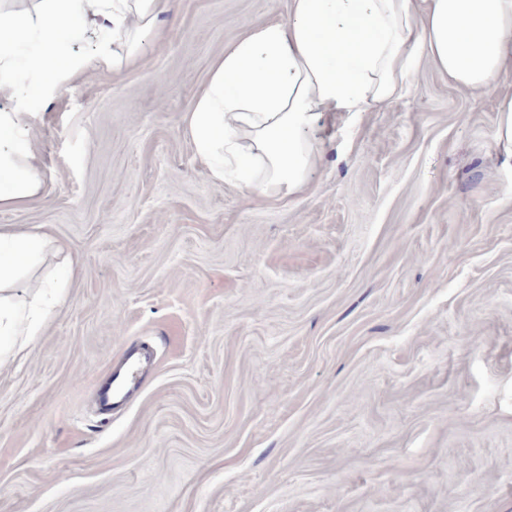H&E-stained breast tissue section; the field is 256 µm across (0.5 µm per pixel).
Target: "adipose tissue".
<instances>
[{"instance_id": "ef3b65f1", "label": "adipose tissue", "mask_w": 512, "mask_h": 512, "mask_svg": "<svg viewBox=\"0 0 512 512\" xmlns=\"http://www.w3.org/2000/svg\"><path fill=\"white\" fill-rule=\"evenodd\" d=\"M173 0H0V208L41 189L30 146L41 119L30 93L55 97L90 67L136 61ZM93 29V56H60L67 34ZM470 91L512 74V0H289L284 22L253 25L213 64L183 118L196 159L216 183L228 176L267 199L307 195L336 113L367 112L402 97L420 60ZM53 242L43 230L0 229V337L34 336L45 314L16 302L23 272Z\"/></svg>"}]
</instances>
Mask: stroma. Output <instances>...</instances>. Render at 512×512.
Masks as SVG:
<instances>
[{
  "mask_svg": "<svg viewBox=\"0 0 512 512\" xmlns=\"http://www.w3.org/2000/svg\"><path fill=\"white\" fill-rule=\"evenodd\" d=\"M119 71L32 95L63 296L0 365V512H512V76L421 61L389 107L323 132L311 195L199 165L183 117L213 61L288 0H175ZM154 368L95 395L129 344ZM496 112L495 140L499 146L509 151L512 155V95L507 94L499 98Z\"/></svg>",
  "mask_w": 512,
  "mask_h": 512,
  "instance_id": "obj_1",
  "label": "stroma"
}]
</instances>
